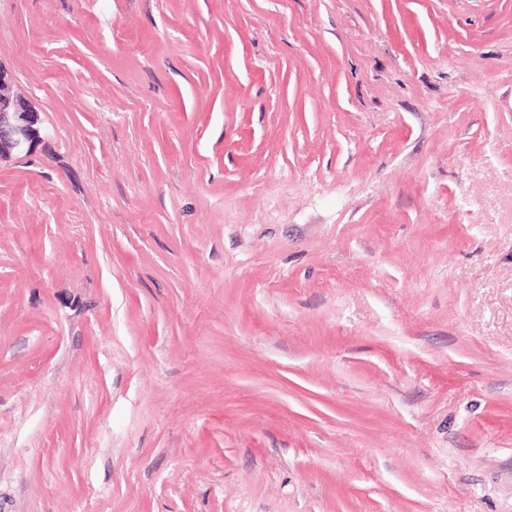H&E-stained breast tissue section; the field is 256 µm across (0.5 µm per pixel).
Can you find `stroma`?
I'll list each match as a JSON object with an SVG mask.
<instances>
[{
	"mask_svg": "<svg viewBox=\"0 0 512 512\" xmlns=\"http://www.w3.org/2000/svg\"><path fill=\"white\" fill-rule=\"evenodd\" d=\"M0 512H512V0H0ZM13 75L0 60V160L31 155L45 135L39 113L11 94Z\"/></svg>",
	"mask_w": 512,
	"mask_h": 512,
	"instance_id": "obj_1",
	"label": "stroma"
}]
</instances>
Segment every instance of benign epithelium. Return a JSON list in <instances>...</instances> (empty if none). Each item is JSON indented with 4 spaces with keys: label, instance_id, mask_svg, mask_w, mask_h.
<instances>
[{
    "label": "benign epithelium",
    "instance_id": "7a95c632",
    "mask_svg": "<svg viewBox=\"0 0 512 512\" xmlns=\"http://www.w3.org/2000/svg\"><path fill=\"white\" fill-rule=\"evenodd\" d=\"M13 75L0 60V160L32 154L43 140L39 113L25 98L11 94Z\"/></svg>",
    "mask_w": 512,
    "mask_h": 512
}]
</instances>
